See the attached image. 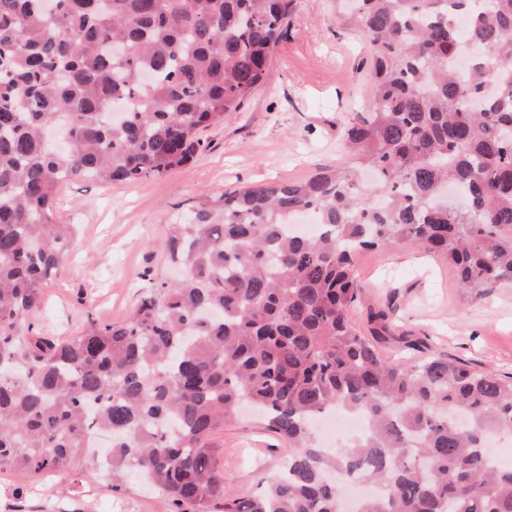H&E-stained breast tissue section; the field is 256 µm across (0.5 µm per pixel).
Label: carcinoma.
<instances>
[{
    "instance_id": "obj_1",
    "label": "carcinoma",
    "mask_w": 512,
    "mask_h": 512,
    "mask_svg": "<svg viewBox=\"0 0 512 512\" xmlns=\"http://www.w3.org/2000/svg\"><path fill=\"white\" fill-rule=\"evenodd\" d=\"M369 105L342 129L347 162L298 181L207 195L158 243L181 271L120 325L58 340L34 327L72 228L70 179L161 177L266 79L288 0H0V472H65L112 438L170 512H512V377L443 357L389 361L349 314L354 253L443 254L465 295L512 285V0H354ZM317 216L315 235L292 233ZM290 448L262 490L224 493L215 431L243 402ZM342 408L369 433L333 455L314 420Z\"/></svg>"
}]
</instances>
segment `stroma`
<instances>
[{"instance_id":"stroma-1","label":"stroma","mask_w":512,"mask_h":512,"mask_svg":"<svg viewBox=\"0 0 512 512\" xmlns=\"http://www.w3.org/2000/svg\"><path fill=\"white\" fill-rule=\"evenodd\" d=\"M359 28L342 0H291L288 22L269 66L243 112L202 134L203 149L157 178L109 185L79 179L56 198V219L73 227L59 274L42 288L36 330L60 338L89 322H123L139 298L170 270L155 246L202 195L296 180L342 158L339 136L368 104L370 71ZM365 287L351 312L369 329L370 310H385L392 336L385 356L441 353L476 370L512 376V288L485 300L459 288L447 261L414 246L366 250L355 259ZM412 340L406 348L404 340ZM227 495L259 490L278 471L288 445L253 412L211 438ZM87 450L70 472L25 476L0 472V512H168L166 498L139 484L114 489L85 477Z\"/></svg>"}]
</instances>
